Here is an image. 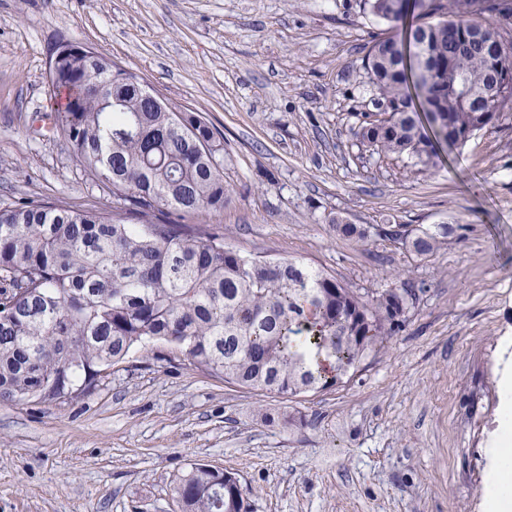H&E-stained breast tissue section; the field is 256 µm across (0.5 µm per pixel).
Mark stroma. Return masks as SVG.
<instances>
[{
  "label": "stroma",
  "instance_id": "obj_1",
  "mask_svg": "<svg viewBox=\"0 0 512 512\" xmlns=\"http://www.w3.org/2000/svg\"><path fill=\"white\" fill-rule=\"evenodd\" d=\"M361 2L0 0V208L114 209L48 78L56 46L85 45L220 132L229 200L187 223L365 296H416L330 390L241 389L155 342L86 394L0 404V512H178L174 480L197 462L235 473L250 512H486L512 378V111L429 169L361 152L358 115L378 96L363 61L388 31ZM336 212L368 242L336 234ZM392 224L452 232L419 256L383 235Z\"/></svg>",
  "mask_w": 512,
  "mask_h": 512
}]
</instances>
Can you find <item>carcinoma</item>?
<instances>
[{
  "label": "carcinoma",
  "instance_id": "cac0c4a2",
  "mask_svg": "<svg viewBox=\"0 0 512 512\" xmlns=\"http://www.w3.org/2000/svg\"><path fill=\"white\" fill-rule=\"evenodd\" d=\"M389 33L365 60L387 112H363L360 147L430 167L512 111V0H363ZM132 73L72 57L51 79L76 89L59 112L116 213L25 201L0 209V403L36 402L64 376L87 392L137 345L161 341L239 387L296 396L343 383L385 348L408 288L366 298L309 266L241 254L224 232L184 224L224 209V154L188 112L154 109ZM336 232L365 243L340 214ZM449 227L395 231L419 256ZM183 512H249L241 487L203 463L175 480Z\"/></svg>",
  "mask_w": 512,
  "mask_h": 512
}]
</instances>
